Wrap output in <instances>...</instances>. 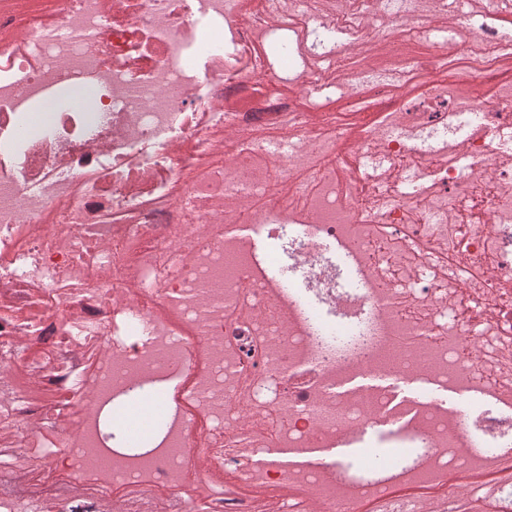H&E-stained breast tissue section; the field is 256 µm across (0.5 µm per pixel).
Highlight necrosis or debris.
Returning a JSON list of instances; mask_svg holds the SVG:
<instances>
[{
	"mask_svg": "<svg viewBox=\"0 0 512 512\" xmlns=\"http://www.w3.org/2000/svg\"><path fill=\"white\" fill-rule=\"evenodd\" d=\"M34 10L14 0L0 13V428L14 452L0 456L24 476L36 458L46 474H80L102 463L114 483L193 485L183 512H207L226 494L210 474L212 448L244 440L238 375L252 367L253 411L279 406L287 424L276 446H327L387 417L376 388L336 394L338 381L372 372L487 392L504 415L447 412L428 404L394 435L416 447L397 478L467 475L512 453V82H485L502 54L500 34L465 38L457 27L425 29L405 0H344L334 18L306 0H54ZM309 32L313 54L331 60L339 38L371 58L389 51L404 81L436 74L422 94L399 96L371 67L342 88L294 67L295 82L323 99L384 107L387 120L342 150L312 119L322 101L267 93L250 53L251 30ZM213 30L198 35L197 20ZM72 89L66 103L45 89ZM287 116L280 138L225 144L242 116ZM321 151L329 168L307 210L274 199L275 164L304 166ZM268 201L255 231L282 242L303 291L272 274L274 258L229 235L247 202ZM388 225L390 240L373 234ZM341 244L358 278L339 286L328 252ZM162 302L194 325L206 367L193 399L208 419L196 459L181 452L191 431L176 407L159 415L161 440L138 453L112 447L104 413L114 396L150 381L168 389L180 375L186 339L147 303ZM237 305L243 321L226 323ZM420 336L430 358L395 338ZM100 353L96 381L79 367ZM21 363L30 390H5ZM239 480L301 485L305 512H357L384 491L383 463L370 476L257 466L264 441H249Z\"/></svg>",
	"mask_w": 512,
	"mask_h": 512,
	"instance_id": "4bbe7bcc",
	"label": "necrosis or debris"
}]
</instances>
